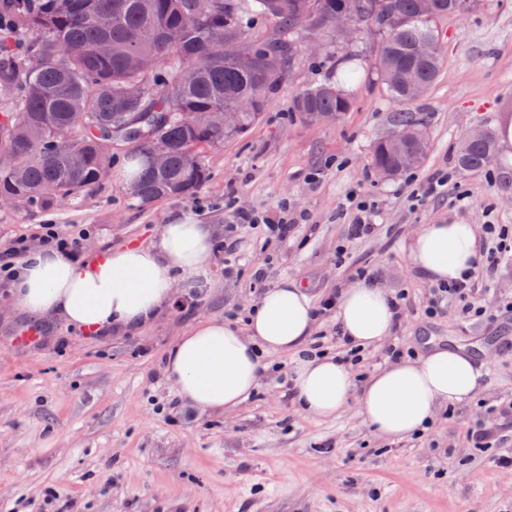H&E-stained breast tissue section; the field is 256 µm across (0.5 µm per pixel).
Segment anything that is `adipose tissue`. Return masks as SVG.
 Wrapping results in <instances>:
<instances>
[{"mask_svg": "<svg viewBox=\"0 0 512 512\" xmlns=\"http://www.w3.org/2000/svg\"><path fill=\"white\" fill-rule=\"evenodd\" d=\"M216 243L213 226L180 215L165 224L155 246L110 248L92 259L34 251L12 285L16 304L37 319L59 317L91 332L132 331L172 302L181 276L197 275ZM474 225L427 224L411 244L419 271L431 282L451 283L481 258ZM393 297L362 278L341 291L336 325L365 348L386 340L396 325ZM315 305L302 285L285 279L265 290L246 328L221 318L194 325L171 347L165 373L179 396L200 413L238 407L254 395L266 355L300 356L292 399L304 413L331 417L347 404L377 433L403 439L427 429L435 412L472 400L488 372L458 346H435L405 357L358 381L350 364L323 353L302 357L312 335Z\"/></svg>", "mask_w": 512, "mask_h": 512, "instance_id": "obj_1", "label": "adipose tissue"}]
</instances>
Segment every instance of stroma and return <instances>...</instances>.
<instances>
[{
    "label": "stroma",
    "mask_w": 512,
    "mask_h": 512,
    "mask_svg": "<svg viewBox=\"0 0 512 512\" xmlns=\"http://www.w3.org/2000/svg\"><path fill=\"white\" fill-rule=\"evenodd\" d=\"M439 28L446 60L415 106L430 132L417 174L451 169L455 188L428 205L412 208L406 177H382L371 165L395 106L373 69L378 37L366 29L355 44L363 75L341 119L312 127L292 112L296 92L334 73L332 57L300 53L261 121L206 150L209 178L192 198L139 204L118 175L126 160L118 152L112 173L81 195L44 208L0 207V242L40 224L86 228L89 256L148 245L180 213L222 235L236 208L273 211L285 202L308 218L284 240L260 225L238 228L234 273L225 275L222 257L210 255L201 280L180 279L171 305L135 332L89 337L60 319H32L1 287L0 512H512V471L465 442L485 405L512 398V314L498 312L512 299V262L477 293L494 319L460 317L455 301L430 317L432 284L410 253L426 224L512 225V158L496 155L478 174L454 162L465 129L495 127L512 113V0H479ZM315 169L321 178L312 184ZM459 188L470 192L465 201L456 199ZM353 191L377 205L373 237H346L342 210ZM260 267L266 279L258 285ZM363 268L406 294L399 342L418 353L429 344L461 346L488 369L476 399L439 411L424 435L380 436L352 404L333 417L302 414L288 390L294 353L269 356L258 392L218 414H197L165 380L169 347L201 319L244 320L263 287L285 278L318 301ZM31 327L39 342L17 344Z\"/></svg>",
    "instance_id": "35a3bbf8"
}]
</instances>
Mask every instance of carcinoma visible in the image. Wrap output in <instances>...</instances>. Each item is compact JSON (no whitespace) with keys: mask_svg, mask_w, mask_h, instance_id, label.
Listing matches in <instances>:
<instances>
[{"mask_svg":"<svg viewBox=\"0 0 512 512\" xmlns=\"http://www.w3.org/2000/svg\"><path fill=\"white\" fill-rule=\"evenodd\" d=\"M476 0H0V196L45 206L98 183L112 169V150L146 159L133 185L150 203L190 197L208 177L205 149L256 124L289 81L302 35L316 30L337 44L336 12L350 9L358 26L371 27L380 5L387 17L374 62L395 103L389 126L374 144L371 164L384 177L408 171L388 147L405 136L423 162L427 116L412 107L434 83L445 59L437 22L475 6ZM264 19L271 34L256 39L250 24ZM241 45L236 60L220 52L224 39ZM352 53L336 56V81L297 92L293 112L309 121L322 112L342 117L351 101L345 88L359 79ZM137 85L136 98L127 95ZM244 98L259 101L237 110ZM183 112L229 113V127L192 130ZM67 140L72 153L57 144ZM169 146L166 166L153 161L155 142ZM495 156L487 128L472 131L456 165L469 174Z\"/></svg>","mask_w":512,"mask_h":512,"instance_id":"1","label":"carcinoma"}]
</instances>
